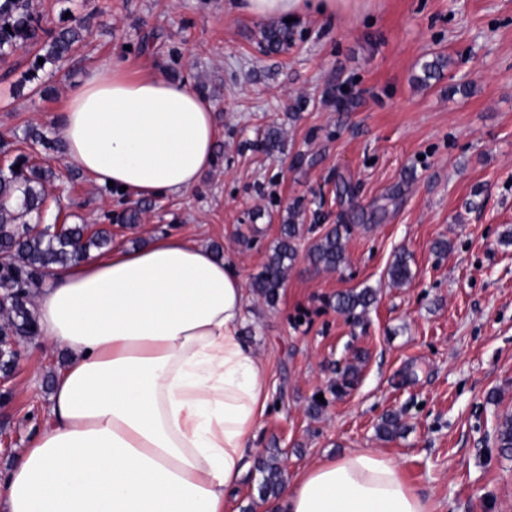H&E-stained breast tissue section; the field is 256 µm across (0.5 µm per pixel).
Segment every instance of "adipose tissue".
<instances>
[{"instance_id":"adipose-tissue-1","label":"adipose tissue","mask_w":512,"mask_h":512,"mask_svg":"<svg viewBox=\"0 0 512 512\" xmlns=\"http://www.w3.org/2000/svg\"><path fill=\"white\" fill-rule=\"evenodd\" d=\"M350 0H237L265 22L332 16ZM66 161L138 198L194 188L216 159L212 101L188 83L99 61L57 119ZM235 262L177 233L53 270L33 301L54 376L49 428L0 471V512H224L270 402L243 338ZM280 512H432L399 464L371 448L287 482Z\"/></svg>"}]
</instances>
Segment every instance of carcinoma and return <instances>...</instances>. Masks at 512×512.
<instances>
[{
    "label": "carcinoma",
    "mask_w": 512,
    "mask_h": 512,
    "mask_svg": "<svg viewBox=\"0 0 512 512\" xmlns=\"http://www.w3.org/2000/svg\"><path fill=\"white\" fill-rule=\"evenodd\" d=\"M90 35L86 20L70 16L60 19V24L48 29L42 25L41 17L33 9V0H0V60L19 49L32 53L27 74L22 76L17 87L38 77V72H55L83 45ZM263 43L271 50L279 51L291 43L288 28L267 29L262 35ZM44 59L38 63V59ZM19 170H13L14 166ZM54 177L52 170L36 164L24 153L17 154L5 168H0V252L6 257L7 266L0 270V295L8 298L0 308V348L10 349L21 340L37 335L35 321L27 307L30 290L50 270L66 267L86 258L91 250L102 249L112 244V233L100 228L92 233L84 226L73 224L67 231L50 233L47 229L35 230L27 217H41L47 210L44 184ZM295 212H289L288 222L281 225L277 244L268 256L264 269L251 282L254 295L273 305L280 298L285 286L288 270L298 254L302 225L294 223ZM109 221L135 227L141 220V209H128ZM350 226L338 224L323 234L309 249L308 259L317 269L338 270L345 265L347 257L344 238ZM392 283L408 282L412 273L405 253L395 254L388 271ZM375 302V293L370 288L349 289L336 293V311L354 321L363 318ZM365 356L357 353L337 373L330 384V392L340 397L359 380ZM406 426L396 413L387 414L377 427L378 434L392 440L404 434ZM500 452L512 454V413L501 416L495 431ZM261 478L258 496L265 500L279 495L284 483V472L275 452L269 453L258 466Z\"/></svg>",
    "instance_id": "cac0c4a2"
}]
</instances>
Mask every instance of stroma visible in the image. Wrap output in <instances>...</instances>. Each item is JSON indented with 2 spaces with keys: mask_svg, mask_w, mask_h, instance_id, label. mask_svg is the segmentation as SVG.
Listing matches in <instances>:
<instances>
[{
  "mask_svg": "<svg viewBox=\"0 0 512 512\" xmlns=\"http://www.w3.org/2000/svg\"><path fill=\"white\" fill-rule=\"evenodd\" d=\"M45 27L63 10L91 35L46 95H15L30 57L0 60V134L33 126L56 176L48 211L70 224H105L133 199L93 186L66 163L54 119L97 61L115 54L134 69L178 76L215 105L217 161L193 189L151 199L136 230L112 224L113 245L174 232L220 248L251 282L289 208L305 233L276 305L248 296L245 340L266 366L272 408L251 440L250 466L224 512H261L256 463L281 451L285 478L353 448L399 464L434 512H512V456L494 443L512 412V0H351L335 17L289 22L292 43L266 49L265 23L230 0H33ZM445 65L431 79L423 66ZM282 146L263 149L268 128ZM355 189L339 195L342 184ZM338 224L351 232L347 263L312 268L306 253ZM448 243L446 252L434 249ZM409 257L395 287L387 269ZM371 288L358 322L329 304ZM0 388V470L46 426L51 375L68 352L20 345ZM366 355L355 387L327 392L354 352ZM323 395L319 417L311 398ZM407 430L377 427L389 412Z\"/></svg>",
  "mask_w": 512,
  "mask_h": 512,
  "instance_id": "obj_1",
  "label": "stroma"
}]
</instances>
